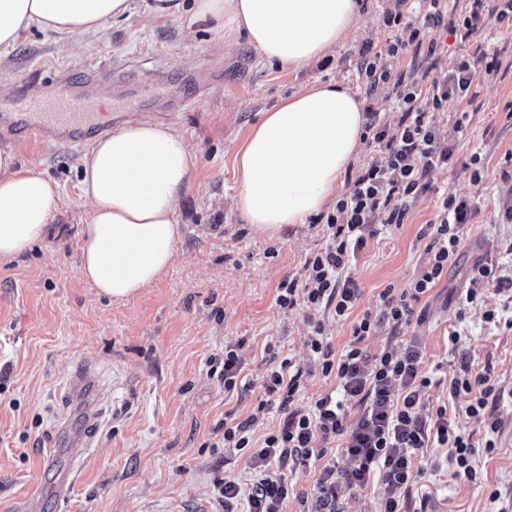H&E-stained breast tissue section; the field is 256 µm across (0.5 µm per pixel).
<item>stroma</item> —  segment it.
I'll return each instance as SVG.
<instances>
[{
	"label": "stroma",
	"mask_w": 512,
	"mask_h": 512,
	"mask_svg": "<svg viewBox=\"0 0 512 512\" xmlns=\"http://www.w3.org/2000/svg\"><path fill=\"white\" fill-rule=\"evenodd\" d=\"M361 19L326 59L288 70L266 62L245 38L223 40L206 26L133 18L81 41L78 55L60 49L57 36L37 29L0 52V74L12 89L37 84L54 96L59 69L92 72L95 96L117 99L154 94L148 76L163 70L168 86V124L183 132L196 157L178 210L181 240L168 271L135 297L113 303L98 296L79 271L81 230L89 220L79 180L83 153L32 138L13 145L21 165L37 166L60 186V205L45 237L24 255L0 260V512H19L28 491L43 489L40 512H224L216 483L225 477L249 482L247 453L223 445L225 415L247 417L265 396L263 384L275 357L305 366L313 358L306 341V311L276 303L277 287L298 275L308 254L324 244L319 224H291L279 236L258 231L232 205L238 191L234 152L263 112L282 98L318 84L341 82L379 112L389 131L399 113L391 84L368 94L358 78L363 54L380 52L399 35L386 25L395 0H362ZM470 9L469 0H446L445 27L431 31L439 50L430 60L405 55L394 70H430L440 77L476 50L497 56L499 70L478 77L468 95L434 112L439 147L451 148L447 166L430 175L431 189L410 200L403 224L387 225L370 239L352 268L362 295L349 317L323 314L324 336L334 351L352 338L364 312H377L387 287L407 288L424 265L420 232L434 222L443 195L473 206L463 229L455 266L424 296L422 320L405 336L417 339L432 379L428 408L446 406L455 427L475 445L493 440V453L475 457L476 477H452L448 450H427L428 468L412 486L413 501L430 512H495L491 491L512 494V306L490 285L474 284V268L499 260L498 275L512 277V257L501 251L512 240V223L500 208L512 198L504 178L512 154V23L500 21L495 0H486L468 39L450 28ZM467 113L457 125L458 113ZM477 288L481 305L465 300ZM497 317L489 321L486 310ZM459 334L452 342L451 334ZM243 341L246 384L225 391L216 373L227 342ZM101 371L106 413L66 508L49 487L44 453L57 427L83 430L84 418L68 409L63 395L77 363ZM489 375L501 393L497 431L467 411V395L450 396L463 371ZM322 461L284 468L290 495L284 512H318L313 488Z\"/></svg>",
	"instance_id": "stroma-1"
}]
</instances>
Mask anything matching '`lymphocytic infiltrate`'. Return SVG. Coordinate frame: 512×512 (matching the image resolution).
<instances>
[{
	"instance_id": "1",
	"label": "lymphocytic infiltrate",
	"mask_w": 512,
	"mask_h": 512,
	"mask_svg": "<svg viewBox=\"0 0 512 512\" xmlns=\"http://www.w3.org/2000/svg\"><path fill=\"white\" fill-rule=\"evenodd\" d=\"M408 0H398L399 11L389 14L387 24L400 27L401 35L386 52L363 59L359 76L368 88L392 82L400 117L396 134H389L378 113L366 114L364 137L375 144L380 157L361 167L349 193L339 197L325 220V245L304 260L299 276L288 277L278 286L276 303L284 309L301 307L310 314L308 345L313 364L322 375L335 376L341 397L324 395L306 411L292 409L301 389L305 368L281 361L264 384L266 400L245 419H224V445L249 450L247 460L254 478L250 485L224 478L217 487L225 507L246 498L247 512H282L289 488L278 467L307 464L323 458L327 443L340 441L341 463L323 467L315 490L320 512H339L341 488L360 489L377 479L384 489L383 512H412L409 492L424 471L419 456L432 444L448 447L455 476L475 478V445L471 437L457 433L446 407L428 411L423 400L432 380L422 369L423 355L415 341H406L402 352L386 347L370 352L365 339L377 325L385 324L393 335H403L413 316L412 304L441 280L458 257L461 230L471 207L467 201L447 195L438 203L439 222L426 245L427 262L409 288L380 293L376 317H362L353 327L352 339L342 352H334L323 336L321 314L347 316L362 290L351 269L380 224H400L406 216L407 200L426 193L430 174L447 164L449 151L441 149L428 119L430 113L463 100L479 73H492L497 60L487 54L476 64H462L441 77L425 79L414 70L392 72L391 61L405 52L431 59L438 45L430 31L444 23L441 0H425L420 21H408L402 11ZM472 395L471 414L486 418L496 428L495 412L500 392L487 375L457 376L450 395ZM280 411L284 420L262 443H254L253 428L260 415Z\"/></svg>"
}]
</instances>
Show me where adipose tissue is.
Instances as JSON below:
<instances>
[{"label":"adipose tissue","instance_id":"ef3b65f1","mask_svg":"<svg viewBox=\"0 0 512 512\" xmlns=\"http://www.w3.org/2000/svg\"><path fill=\"white\" fill-rule=\"evenodd\" d=\"M170 17L211 25L221 38L245 36L262 58L300 69L320 61L355 27L358 0H0V49L36 28L64 37L105 33L118 19ZM364 104L343 84H323L263 112L234 155V206L274 236L303 224L336 195L361 143ZM195 156L185 135L150 119L115 126L95 141L80 170L90 211L79 273L99 295L129 300L172 265L178 206ZM59 186L0 149V259L41 241Z\"/></svg>","mask_w":512,"mask_h":512}]
</instances>
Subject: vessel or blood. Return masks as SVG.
Listing matches in <instances>:
<instances>
[{
	"mask_svg": "<svg viewBox=\"0 0 512 512\" xmlns=\"http://www.w3.org/2000/svg\"><path fill=\"white\" fill-rule=\"evenodd\" d=\"M104 129L98 113L92 110L90 96L85 94L62 92L49 99L21 91L0 113V139L12 142L47 132L57 145L81 148L89 145L92 137ZM69 392L77 397L86 420L84 431L73 434L71 440L81 448H91L94 426L102 414L104 400L94 365L87 363L76 370L69 381Z\"/></svg>",
	"mask_w": 512,
	"mask_h": 512,
	"instance_id": "1",
	"label": "vessel or blood"
}]
</instances>
